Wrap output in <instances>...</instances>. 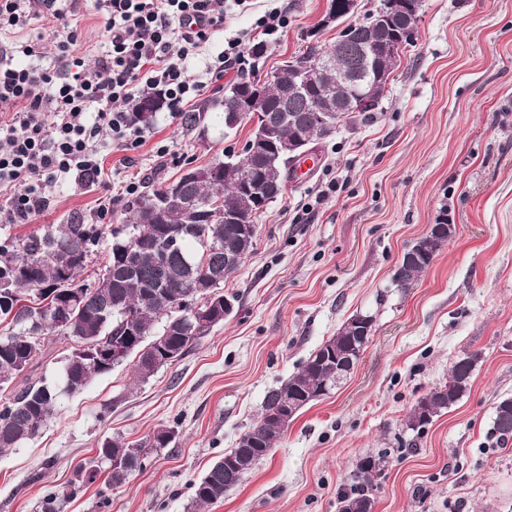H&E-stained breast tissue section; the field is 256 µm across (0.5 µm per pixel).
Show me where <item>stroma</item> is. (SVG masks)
Segmentation results:
<instances>
[{"mask_svg":"<svg viewBox=\"0 0 512 512\" xmlns=\"http://www.w3.org/2000/svg\"><path fill=\"white\" fill-rule=\"evenodd\" d=\"M327 4L254 0L227 15L190 71L201 73L226 37L274 7L287 9L289 24L269 43L265 72L302 51L311 29L331 46L335 28L320 26ZM70 21L93 64L101 24L93 0H77ZM238 78L229 71L194 101L198 126L160 112L131 150L102 133L99 183L50 184L42 214L0 232L120 224L128 183L153 190L186 164L240 150L251 128L225 132L218 104ZM315 157L257 217L254 248L224 284L237 297L233 313L147 383L132 384L130 365L116 367L63 399L39 437L0 452V512H39L46 490L95 458L104 439L138 442L166 426L175 440L126 485L89 484L64 512H104V496L105 512H187L194 483L255 422L267 392L359 312L375 323L347 381L305 407L208 512H339L356 462L381 451L374 512H512V441L491 431L497 401L512 396V0H424L417 42L378 111L341 125ZM333 180L338 191L318 200ZM443 211L455 235L413 288H392L402 255ZM471 353L480 359L467 393L422 433L407 430L411 407Z\"/></svg>","mask_w":512,"mask_h":512,"instance_id":"stroma-1","label":"stroma"}]
</instances>
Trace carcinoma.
<instances>
[{
	"instance_id": "obj_1",
	"label": "carcinoma",
	"mask_w": 512,
	"mask_h": 512,
	"mask_svg": "<svg viewBox=\"0 0 512 512\" xmlns=\"http://www.w3.org/2000/svg\"><path fill=\"white\" fill-rule=\"evenodd\" d=\"M350 38L336 41L326 50L319 42L308 41L304 53L285 61L267 78L252 70L224 91L219 106L224 114L246 115L245 125L257 121L249 140L261 139L260 124L276 118L273 139L290 143L304 137L313 145L336 133L340 123L371 118L377 107L357 114L340 108L339 119L327 129L300 126L309 112L325 97L336 96V70L352 76V86L361 85L367 74L374 77V96L382 99L387 80L400 66L401 55L383 63L364 54L376 49L384 33L396 36L403 22L382 16H366L353 22ZM305 69L309 90L291 93L294 69ZM164 107L159 93L138 99L131 113L139 126H150ZM291 170L278 152L261 146L248 160H237L228 152L198 168L196 178L181 183L182 195L210 213L238 208L247 186L270 179L284 186ZM162 187L136 198L125 206L124 223L107 229L97 224H48L41 232L27 236L6 235L0 240V281L6 286V300L0 301V375L9 382L0 384V449L17 448L41 435L61 399L81 392L95 379L121 366L133 364V382L144 384L161 368L183 358L210 334L213 326L199 327L198 321L175 313L172 302L193 294L208 300L238 269L252 251L255 237L243 239L235 224L210 223L180 210L157 221L150 203L165 194ZM456 232L448 223V212L438 222L436 241L426 252L409 248L396 288L408 290L433 263L442 246ZM165 238L176 245L160 258L156 254ZM107 243L105 263L93 282L78 280L97 247ZM68 282L80 290L76 303L64 299ZM364 330L339 327L336 335L311 352L299 370L271 389L255 423L240 436L236 446L224 453L206 474L193 484L191 512H204L224 499V493L264 459L288 431L300 411L327 395L349 376L366 347ZM54 335L71 340L72 351L63 362L59 380L40 379L18 390L9 386L29 371ZM128 342L118 362L106 368L94 363H78L74 356L98 345L103 348ZM479 355L470 354L453 363L448 382L435 388L410 410L406 426L418 430L455 405L467 392ZM492 431L503 442L512 439V397L501 399L494 410ZM175 430L161 428L138 443L108 438L101 443L97 458L77 467L75 479L47 491L42 512H63L66 503L85 483H93L106 473L105 484L115 489L126 484L143 468L150 451L166 448ZM387 452L368 455L356 464L349 490L339 498V512H373V478L381 471Z\"/></svg>"
}]
</instances>
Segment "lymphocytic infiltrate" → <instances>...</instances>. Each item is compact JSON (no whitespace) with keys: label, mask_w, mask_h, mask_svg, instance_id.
Masks as SVG:
<instances>
[{"label":"lymphocytic infiltrate","mask_w":512,"mask_h":512,"mask_svg":"<svg viewBox=\"0 0 512 512\" xmlns=\"http://www.w3.org/2000/svg\"><path fill=\"white\" fill-rule=\"evenodd\" d=\"M230 7L248 10L250 0H96L102 51L89 66L75 54L67 0H0V185L10 188L0 223L40 215L49 206L47 185L62 176L95 183L101 131L116 146L138 147L144 131L131 123L127 104L158 90L179 118L227 70H246L248 34L225 41L205 79L188 72L189 58L223 27ZM35 18L54 28L56 63L48 68L38 64L36 45L18 38ZM19 52L26 63H16Z\"/></svg>","instance_id":"f902f5d3"}]
</instances>
